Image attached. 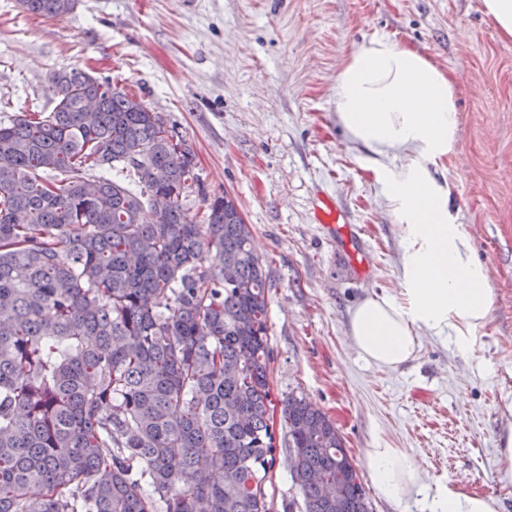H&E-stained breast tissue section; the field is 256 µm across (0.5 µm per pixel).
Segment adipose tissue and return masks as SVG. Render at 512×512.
I'll use <instances>...</instances> for the list:
<instances>
[{
  "mask_svg": "<svg viewBox=\"0 0 512 512\" xmlns=\"http://www.w3.org/2000/svg\"><path fill=\"white\" fill-rule=\"evenodd\" d=\"M336 117L366 150L402 228L401 286L354 307L348 323L353 344L365 360L387 368L413 357L422 330L467 352L491 318L489 272L449 209L451 183L429 171L457 150L454 80L418 50L375 38L347 58L336 78ZM366 470L389 498L422 480L414 458L398 448L369 449ZM429 510L499 512V503L443 486Z\"/></svg>",
  "mask_w": 512,
  "mask_h": 512,
  "instance_id": "adipose-tissue-1",
  "label": "adipose tissue"
}]
</instances>
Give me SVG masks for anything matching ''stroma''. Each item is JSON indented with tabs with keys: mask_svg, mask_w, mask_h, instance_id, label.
Here are the masks:
<instances>
[{
	"mask_svg": "<svg viewBox=\"0 0 512 512\" xmlns=\"http://www.w3.org/2000/svg\"><path fill=\"white\" fill-rule=\"evenodd\" d=\"M390 36L457 85L458 149L433 167L488 267L492 319L471 351L421 333L397 368L367 362L348 319L396 293L401 234L365 150L336 118V76L363 42ZM83 69L134 93L192 142L208 194L231 195L267 260L270 387L336 424L358 474L371 448L424 471L373 512H429L438 485L491 495L512 512L497 450L512 403V39L482 0H80L62 20L0 0V118L49 112L53 72ZM342 215L321 223L319 196Z\"/></svg>",
	"mask_w": 512,
	"mask_h": 512,
	"instance_id": "obj_1",
	"label": "stroma"
}]
</instances>
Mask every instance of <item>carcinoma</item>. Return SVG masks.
<instances>
[{"label": "carcinoma", "instance_id": "carcinoma-1", "mask_svg": "<svg viewBox=\"0 0 512 512\" xmlns=\"http://www.w3.org/2000/svg\"><path fill=\"white\" fill-rule=\"evenodd\" d=\"M50 82L52 111L0 120V512H272L277 420L288 512H371L336 424L294 392L275 416L271 284L234 199L137 97ZM285 430H282L278 421L276 425V463L274 467L273 487L268 486V492L273 496L274 509L273 512H283V505L288 503L292 497L300 498L296 495L295 489H291V478L289 472V461L286 454Z\"/></svg>", "mask_w": 512, "mask_h": 512}]
</instances>
